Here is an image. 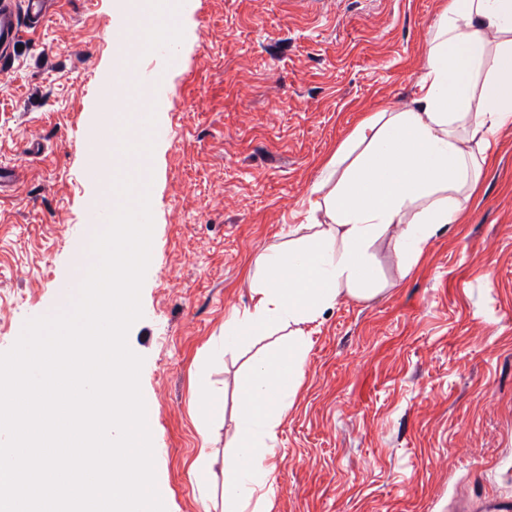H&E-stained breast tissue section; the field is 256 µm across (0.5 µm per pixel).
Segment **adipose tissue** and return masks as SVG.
Returning <instances> with one entry per match:
<instances>
[{
    "label": "adipose tissue",
    "mask_w": 512,
    "mask_h": 512,
    "mask_svg": "<svg viewBox=\"0 0 512 512\" xmlns=\"http://www.w3.org/2000/svg\"><path fill=\"white\" fill-rule=\"evenodd\" d=\"M418 87L413 107L356 125L310 189L311 210L323 220L256 258L253 304L224 322L228 349L289 331L286 343L253 364L241 390L224 512H247L268 495L270 442L305 374V325L341 296H375L369 250L381 237H394L407 273L466 211L481 176L479 154L512 127V0H448Z\"/></svg>",
    "instance_id": "obj_1"
}]
</instances>
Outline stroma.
Here are the masks:
<instances>
[{
    "label": "stroma",
    "instance_id": "35a3bbf8",
    "mask_svg": "<svg viewBox=\"0 0 512 512\" xmlns=\"http://www.w3.org/2000/svg\"><path fill=\"white\" fill-rule=\"evenodd\" d=\"M113 0H55L0 65V352L57 307L94 232L87 213L120 160L95 172L88 134L119 55ZM445 0H177L158 79L152 260L129 348L144 359L166 512H221L224 464L251 361L284 333L224 347L252 304L255 257L306 223L310 188L355 125L413 106ZM385 289L315 322L305 376L272 443L270 512H477L512 499V128L492 142L465 219L402 274L372 248ZM224 398L210 481L197 483L198 380Z\"/></svg>",
    "mask_w": 512,
    "mask_h": 512
}]
</instances>
